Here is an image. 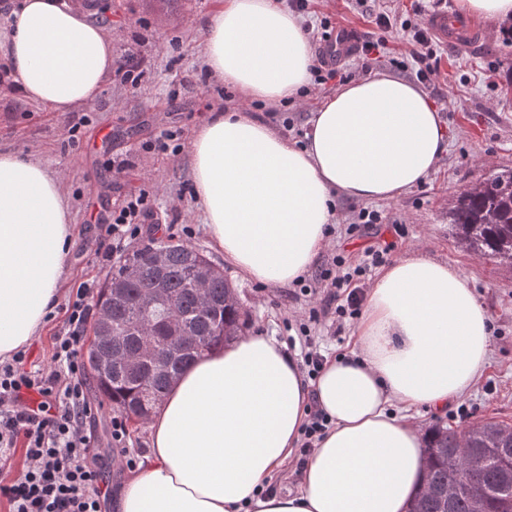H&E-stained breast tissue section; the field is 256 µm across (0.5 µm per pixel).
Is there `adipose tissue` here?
I'll return each mask as SVG.
<instances>
[{"mask_svg":"<svg viewBox=\"0 0 512 512\" xmlns=\"http://www.w3.org/2000/svg\"><path fill=\"white\" fill-rule=\"evenodd\" d=\"M0 29L10 85L67 112L92 103L116 60L112 35L67 0H22ZM210 73L257 101L299 96L314 55L279 0H224L203 30ZM448 147L425 91L369 75L317 100L304 143L248 112H211L190 146L208 234L243 279L285 286L330 243L337 194L393 199ZM73 227L60 182L0 150V359L26 347L57 303ZM491 351L489 317L454 266L417 250L365 292L350 354L307 379L285 342L260 331L202 356L153 415L145 467L118 512H407L423 479L420 409L471 393ZM330 424L294 490L268 492L311 410Z\"/></svg>","mask_w":512,"mask_h":512,"instance_id":"1","label":"adipose tissue"}]
</instances>
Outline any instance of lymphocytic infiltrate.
Segmentation results:
<instances>
[{
    "instance_id": "obj_1",
    "label": "lymphocytic infiltrate",
    "mask_w": 512,
    "mask_h": 512,
    "mask_svg": "<svg viewBox=\"0 0 512 512\" xmlns=\"http://www.w3.org/2000/svg\"><path fill=\"white\" fill-rule=\"evenodd\" d=\"M368 2L357 0L359 6L368 7L375 26L355 46L363 71L373 70L388 33L398 27L406 35L418 83L430 87L439 46L424 21L426 4L414 0L411 17L402 19L384 8H369ZM148 213L144 196L131 197L113 214L111 223L102 225L103 239L114 246L136 240L142 233L139 220ZM388 253L385 247L367 249L365 263L351 268L338 256L318 271L315 279L328 287L325 303L334 307L337 317L358 316L361 277L366 268L383 263ZM96 288V282H85L72 296L65 323L54 338L49 368L33 364L22 350L0 363V460L8 459L19 445L28 459L25 471L0 482V495L9 500L11 512H102L103 472L95 455L96 435L87 426L94 413L86 393L83 358Z\"/></svg>"
}]
</instances>
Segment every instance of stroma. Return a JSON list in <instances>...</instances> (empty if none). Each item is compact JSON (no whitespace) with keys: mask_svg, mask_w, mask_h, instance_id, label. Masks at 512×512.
Segmentation results:
<instances>
[{"mask_svg":"<svg viewBox=\"0 0 512 512\" xmlns=\"http://www.w3.org/2000/svg\"><path fill=\"white\" fill-rule=\"evenodd\" d=\"M92 19L112 30V53L150 56L152 64L137 86L108 78L95 103L70 112H52L23 96L0 99V148L42 163L58 176L76 236L68 256V271L59 300L29 348L34 359L49 362L53 338L63 326L68 301L85 281L104 283L108 274L96 254L101 249L100 225L111 222L129 196L144 194L150 222L161 234L201 249L222 266L247 314V330H260L279 340L303 343L311 339L326 356L350 354L356 321L337 322L335 313L311 324L300 336L290 322L307 316L315 293H300L296 284L265 287L241 278L214 250L194 196L190 144L207 113L247 107L272 129L291 141H302L315 98L335 92L328 81L313 86L309 101L243 104L239 95L211 76L201 49L205 20L220 0H82ZM359 33L373 31L368 15L355 0H309L303 23L314 26L313 52H320L321 20ZM512 35H488L483 42L457 52L445 48L434 86L427 95L449 129L448 149L438 170L424 183L391 200L371 202L382 223L356 225L360 201L336 197V217L330 245L316 260L324 266L344 256L349 265L361 262L371 246L393 243L390 260L419 249L453 264L472 283L489 314L491 353L483 376L463 403L475 421L512 425V269L469 251L448 222L455 193L481 176L512 168V95L504 87L512 71ZM174 132L167 151L154 149L164 132ZM98 412L91 426L99 437L105 473V512H116L115 497L132 471L113 459L108 430L113 411L98 394H91Z\"/></svg>","mask_w":512,"mask_h":512,"instance_id":"35a3bbf8","label":"stroma"}]
</instances>
